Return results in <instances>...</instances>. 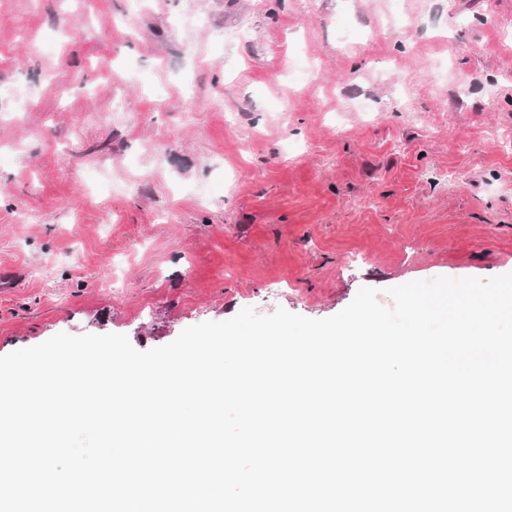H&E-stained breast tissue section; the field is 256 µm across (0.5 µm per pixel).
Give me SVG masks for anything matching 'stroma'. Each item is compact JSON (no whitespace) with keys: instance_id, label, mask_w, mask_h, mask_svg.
I'll use <instances>...</instances> for the list:
<instances>
[{"instance_id":"35a3bbf8","label":"stroma","mask_w":512,"mask_h":512,"mask_svg":"<svg viewBox=\"0 0 512 512\" xmlns=\"http://www.w3.org/2000/svg\"><path fill=\"white\" fill-rule=\"evenodd\" d=\"M454 3L0 0V356L512 273V0Z\"/></svg>"}]
</instances>
